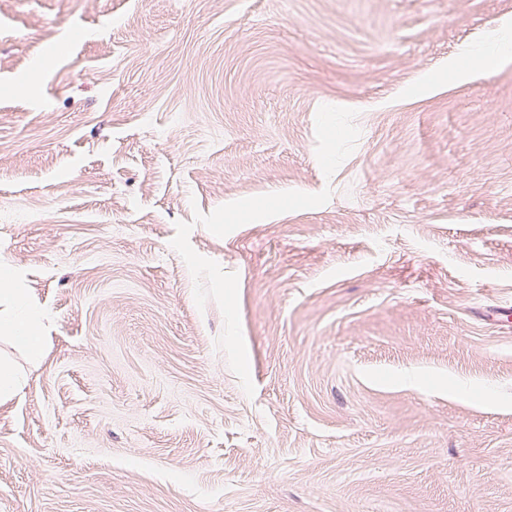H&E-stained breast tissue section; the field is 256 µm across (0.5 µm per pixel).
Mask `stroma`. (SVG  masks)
Listing matches in <instances>:
<instances>
[{"instance_id": "1", "label": "stroma", "mask_w": 512, "mask_h": 512, "mask_svg": "<svg viewBox=\"0 0 512 512\" xmlns=\"http://www.w3.org/2000/svg\"><path fill=\"white\" fill-rule=\"evenodd\" d=\"M1 265L0 512H512V0H0ZM16 283L13 269H0V306L5 302L4 313L0 309V334L29 358L41 357L44 344V324L38 308L24 295L23 288H11ZM21 389L20 378L15 367L0 359V399H9Z\"/></svg>"}]
</instances>
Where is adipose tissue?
<instances>
[{"label": "adipose tissue", "instance_id": "obj_1", "mask_svg": "<svg viewBox=\"0 0 512 512\" xmlns=\"http://www.w3.org/2000/svg\"><path fill=\"white\" fill-rule=\"evenodd\" d=\"M15 282L13 269H0V300L5 303L4 310L0 311V335L8 337L19 350L36 360L43 352L42 316L23 290L16 288Z\"/></svg>", "mask_w": 512, "mask_h": 512}]
</instances>
